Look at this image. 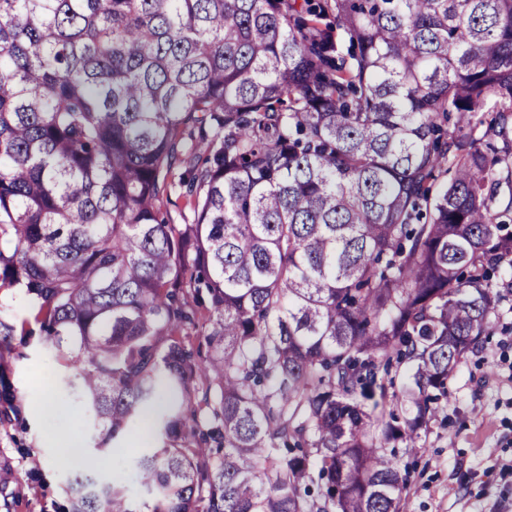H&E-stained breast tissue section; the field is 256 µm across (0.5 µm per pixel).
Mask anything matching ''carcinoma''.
Instances as JSON below:
<instances>
[{"mask_svg":"<svg viewBox=\"0 0 512 512\" xmlns=\"http://www.w3.org/2000/svg\"><path fill=\"white\" fill-rule=\"evenodd\" d=\"M504 184L512 0H0V288L75 345L92 453L147 442L145 498L75 475L71 512H400L387 447L512 268ZM168 210L174 224H190L192 222L193 214L187 202L185 187H177L172 193Z\"/></svg>","mask_w":512,"mask_h":512,"instance_id":"cac0c4a2","label":"carcinoma"}]
</instances>
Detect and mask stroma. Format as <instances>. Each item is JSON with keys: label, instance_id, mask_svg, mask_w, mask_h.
<instances>
[{"label": "stroma", "instance_id": "35a3bbf8", "mask_svg": "<svg viewBox=\"0 0 512 512\" xmlns=\"http://www.w3.org/2000/svg\"><path fill=\"white\" fill-rule=\"evenodd\" d=\"M503 296L482 348L461 359L448 404L415 447L397 446L409 473L401 512H512V274L492 281ZM0 317L16 327L0 343V512H69L68 472L82 458L59 461V442L37 407L40 375H74L68 356L34 327L35 304L21 288H0ZM140 448L132 434L107 453L99 476L120 477L134 498L143 491L130 461Z\"/></svg>", "mask_w": 512, "mask_h": 512}]
</instances>
